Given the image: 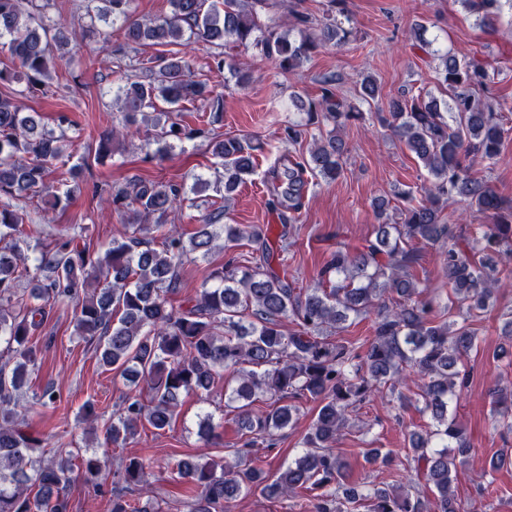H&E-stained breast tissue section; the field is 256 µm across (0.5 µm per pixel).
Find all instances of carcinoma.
Instances as JSON below:
<instances>
[{"mask_svg":"<svg viewBox=\"0 0 512 512\" xmlns=\"http://www.w3.org/2000/svg\"><path fill=\"white\" fill-rule=\"evenodd\" d=\"M458 0L491 28L502 2ZM172 11L146 20L134 17L132 0H87L89 22L79 31L45 22L44 6L36 0H0V46L18 68L0 67V86L21 79L34 91L45 85L55 67L53 47L74 40L80 44L101 35L98 22L122 27L131 44L168 46L183 36L207 47H225L215 57L216 69L243 86L249 80L248 62L237 49H254L288 73L301 71L311 55L328 43L342 44L352 30L333 15L342 0H329L319 19L288 9V16L304 25L299 37L261 23L257 8L264 0H169ZM439 82L444 97L417 94L391 99L380 124L392 130L420 161L428 184L419 199L409 191L397 193L403 206L399 221L388 222L389 202L376 204L375 238L351 252L336 247L319 272L317 287L299 288L280 274L270 260L271 246L257 226L219 223L220 214L204 218L189 243L174 230H165L168 212L189 201L178 184L139 181L112 191L110 204L127 208L131 224L154 219L160 248L143 245L137 230L117 231L103 255H95L74 236H61L43 248L30 270L26 252L40 243L42 228L15 201L32 199L46 188L52 163L63 156L72 140L74 121L63 116L55 129L42 123L41 114L25 112L7 96L0 97V345L11 356L0 364V512H67V491L73 481L74 460L85 481L99 488L107 460L82 449L62 450L44 463L32 456L40 446L25 429L24 419L11 408L27 382L37 353L34 331L49 308L74 304L77 335L95 345L99 363L149 391V404L129 396L106 428L103 446L118 447L148 424L157 430L170 425L183 393H210L214 376L232 371L224 389V406L237 411L245 431L242 447L232 461L194 456L177 462L178 477L188 484L190 512H220L243 494L295 498L307 493L305 512H348L368 502V512H464L452 489L456 455L469 451L462 430L448 419V400L467 384L461 369L476 349L473 318L488 307L501 289V247L512 252V204L504 201L487 180L472 172L478 160L493 164L505 134L501 112L512 107L489 96L487 64L461 62L450 51L438 55ZM149 81L128 75L118 88L123 121L136 122L144 109L162 99L169 106L165 120L154 124L152 140L168 147L194 138L196 131L181 123L178 108L195 98L210 99L213 112L224 109L223 98L209 97L202 82L191 79L187 62L159 55L147 67ZM336 78L321 80L317 101L292 98L307 113V124L319 117L333 125L329 135L314 141L309 159L277 163L267 171L269 206L280 211L284 223L297 220L309 178L336 180L343 171L346 143L338 132L362 111L335 92ZM362 103L376 98L372 76L357 90ZM120 131L112 127L86 144L87 156L99 161L112 154ZM221 160L216 187L232 197L255 172L251 138L229 136L210 142ZM459 198L490 219L479 241L457 234L443 216V204ZM224 238V249L246 240L259 260L240 266L230 258L210 273L216 284L205 288L196 303L177 312L167 294L173 291L179 266L190 253L207 255L213 241ZM439 246L438 261L457 303L456 318H446L433 297L423 298L414 275L419 251L413 242ZM26 276L30 289L18 294L17 281ZM397 295L393 305L382 302ZM371 319L370 336L358 350L333 332L345 329L350 317ZM291 322L293 328L286 327ZM403 385L421 391V412L429 415L432 430L410 434L406 461L433 494L429 501L407 484L362 492L348 480L349 464L335 451L336 442L359 407L383 386ZM270 400L268 410L255 411L259 397ZM497 426L512 433V387L490 392ZM317 403L316 415L302 438V454L271 473L243 463L257 441L277 445L281 432L297 419L296 400ZM126 487L150 488L148 466L139 458L120 460Z\"/></svg>","mask_w":512,"mask_h":512,"instance_id":"carcinoma-1","label":"carcinoma"}]
</instances>
